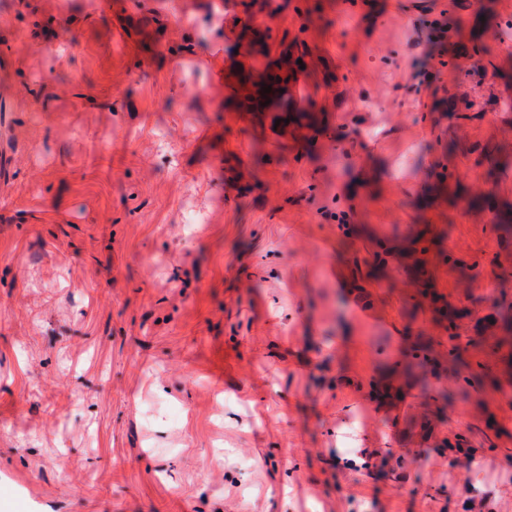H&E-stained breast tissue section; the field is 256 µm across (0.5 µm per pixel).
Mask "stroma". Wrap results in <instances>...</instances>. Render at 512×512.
I'll return each mask as SVG.
<instances>
[{
    "label": "stroma",
    "mask_w": 512,
    "mask_h": 512,
    "mask_svg": "<svg viewBox=\"0 0 512 512\" xmlns=\"http://www.w3.org/2000/svg\"><path fill=\"white\" fill-rule=\"evenodd\" d=\"M0 512H512V0H0ZM258 78L259 82L255 83V87L258 93L255 101H257L261 107L280 106L283 100V96L288 92V88L286 86L288 79L282 80L279 76H273L267 73L259 74ZM282 82H284V85H281ZM268 86H271V92L263 93V87L267 88ZM280 89H285V92L280 94ZM268 99H271V103L266 104V106H262V103H265V101Z\"/></svg>",
    "instance_id": "1"
}]
</instances>
